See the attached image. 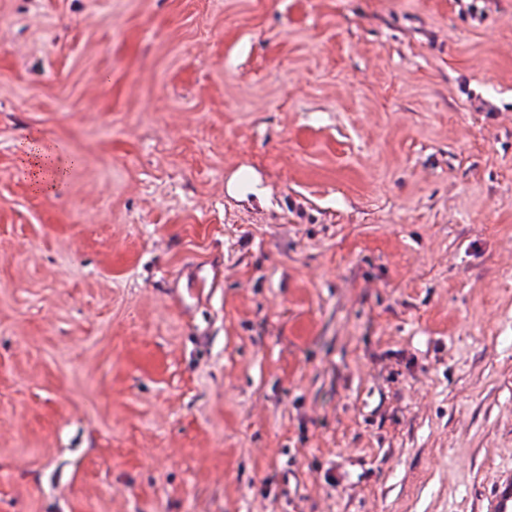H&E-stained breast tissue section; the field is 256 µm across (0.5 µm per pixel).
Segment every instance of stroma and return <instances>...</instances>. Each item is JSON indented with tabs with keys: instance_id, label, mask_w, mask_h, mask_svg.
Returning <instances> with one entry per match:
<instances>
[{
	"instance_id": "35a3bbf8",
	"label": "stroma",
	"mask_w": 512,
	"mask_h": 512,
	"mask_svg": "<svg viewBox=\"0 0 512 512\" xmlns=\"http://www.w3.org/2000/svg\"><path fill=\"white\" fill-rule=\"evenodd\" d=\"M30 140L80 163L37 190ZM510 468L512 0H0V512Z\"/></svg>"
}]
</instances>
